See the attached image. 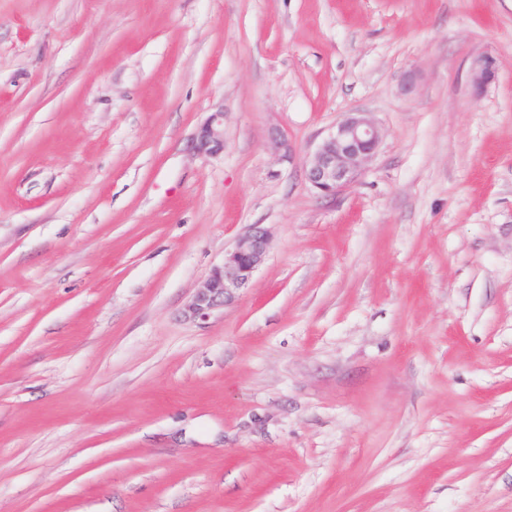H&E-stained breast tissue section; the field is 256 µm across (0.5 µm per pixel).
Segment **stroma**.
Instances as JSON below:
<instances>
[{"label":"stroma","instance_id":"1","mask_svg":"<svg viewBox=\"0 0 512 512\" xmlns=\"http://www.w3.org/2000/svg\"><path fill=\"white\" fill-rule=\"evenodd\" d=\"M0 512H512V0H0ZM193 149L200 155L213 156L224 151V113L213 112L200 127ZM381 131L368 112H347L317 146L307 166L310 186L333 196L353 184L374 156ZM270 243V232L253 224L238 239L234 248L224 252L222 264L216 265L186 306L190 318L205 320L211 313L232 303L247 288L254 273L264 262Z\"/></svg>","mask_w":512,"mask_h":512}]
</instances>
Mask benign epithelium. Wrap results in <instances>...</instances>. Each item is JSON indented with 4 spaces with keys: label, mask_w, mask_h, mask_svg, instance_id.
<instances>
[{
    "label": "benign epithelium",
    "mask_w": 512,
    "mask_h": 512,
    "mask_svg": "<svg viewBox=\"0 0 512 512\" xmlns=\"http://www.w3.org/2000/svg\"><path fill=\"white\" fill-rule=\"evenodd\" d=\"M489 77L486 60L476 59L474 87L481 89ZM380 141L381 131L370 113H345L313 153L307 166L308 183L323 196L335 195L358 179ZM193 149L205 156L224 151V113H211L200 127ZM269 243V230L259 224L251 225L234 248L224 252L222 264L214 266L196 290L186 306L187 315L205 320L214 310L232 303L239 292L249 286L254 273L264 262Z\"/></svg>",
    "instance_id": "obj_1"
}]
</instances>
